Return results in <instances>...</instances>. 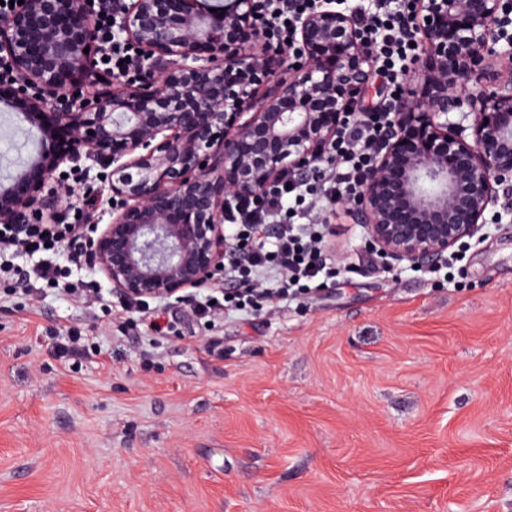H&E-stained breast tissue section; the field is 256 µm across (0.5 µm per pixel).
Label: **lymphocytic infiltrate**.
Masks as SVG:
<instances>
[{"label":"lymphocytic infiltrate","mask_w":512,"mask_h":512,"mask_svg":"<svg viewBox=\"0 0 512 512\" xmlns=\"http://www.w3.org/2000/svg\"><path fill=\"white\" fill-rule=\"evenodd\" d=\"M266 34L279 48H287L291 20L315 9L319 0H255ZM405 0H380L362 19L363 34L372 48L386 95L368 107L365 119L348 122L336 138L327 165L308 181L278 180L259 194L232 200L225 210L232 247L224 259V281L213 288L214 298L193 302L189 314L212 318L251 308L255 298L273 301L298 296L335 278L326 226L336 201L357 199L373 168L376 151L391 128L394 105L404 91V77L414 62ZM100 55L109 71L133 74V50L112 33V16L99 23ZM0 275L17 273L29 300L47 292L77 295L97 305L101 284L86 275L89 265L85 227L81 224H19L0 228Z\"/></svg>","instance_id":"lymphocytic-infiltrate-1"}]
</instances>
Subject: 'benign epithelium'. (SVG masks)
<instances>
[{
  "mask_svg": "<svg viewBox=\"0 0 512 512\" xmlns=\"http://www.w3.org/2000/svg\"><path fill=\"white\" fill-rule=\"evenodd\" d=\"M95 0H22L0 8V62L35 129L46 113L72 132L15 166L42 176L22 195L0 188V224L55 220L72 202L56 171L90 160L114 202L89 242L91 262L124 297L197 288L224 259V205L283 175L299 180L331 155L339 125L359 117L375 56L342 0L296 18L290 55L270 45L254 0H120L112 30L140 51L131 80L100 81ZM512 0H413L420 65L359 199L341 207L387 265L441 259L512 198ZM457 118L452 119L450 115ZM423 138L402 146L404 131Z\"/></svg>",
  "mask_w": 512,
  "mask_h": 512,
  "instance_id": "benign-epithelium-1",
  "label": "benign epithelium"
}]
</instances>
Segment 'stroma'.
<instances>
[{
    "mask_svg": "<svg viewBox=\"0 0 512 512\" xmlns=\"http://www.w3.org/2000/svg\"><path fill=\"white\" fill-rule=\"evenodd\" d=\"M328 241L322 289L160 337L112 292L0 298V512H512V221L427 275L344 210ZM87 336H81V332L73 333L70 336L62 337V339L56 338L53 343V349L62 358L69 360L81 361L89 357L90 355L100 354L101 349L98 351L97 343H89V339H85ZM87 340V342H85Z\"/></svg>",
    "mask_w": 512,
    "mask_h": 512,
    "instance_id": "1",
    "label": "stroma"
}]
</instances>
